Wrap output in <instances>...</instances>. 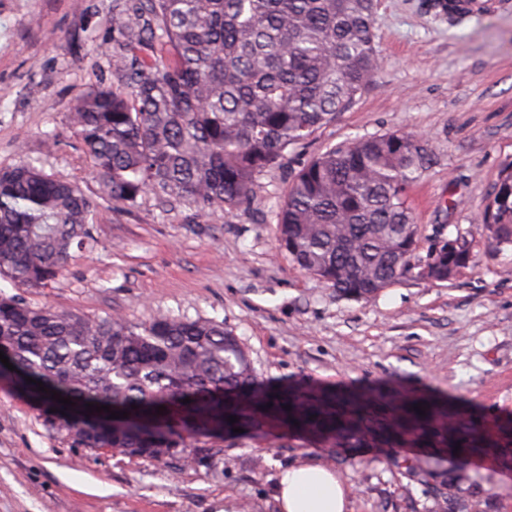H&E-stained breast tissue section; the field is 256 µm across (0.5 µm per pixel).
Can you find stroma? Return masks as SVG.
Returning a JSON list of instances; mask_svg holds the SVG:
<instances>
[{
  "instance_id": "35a3bbf8",
  "label": "stroma",
  "mask_w": 512,
  "mask_h": 512,
  "mask_svg": "<svg viewBox=\"0 0 512 512\" xmlns=\"http://www.w3.org/2000/svg\"><path fill=\"white\" fill-rule=\"evenodd\" d=\"M115 0H0V169L33 163L77 182L98 207L90 239L63 276L38 289L0 277V297L90 318L134 322L163 312L223 322L259 381L300 392L356 391L371 434L326 440L270 424L187 436L165 455L75 444L0 373V512H278V474L309 459L336 470L352 512H436L451 499L512 512V464L496 444L512 417V251L479 250L444 283L406 277L365 300L300 270L276 240L294 171L327 147L394 131L417 134L434 160L411 186L418 256L475 226L499 170L512 164V4L449 22L433 0H375L381 64L353 106L256 178L258 204H136L101 196L69 125L88 84H109ZM435 394L486 439L467 463L423 469L412 437L386 441L405 395ZM207 449L202 465L185 462Z\"/></svg>"
}]
</instances>
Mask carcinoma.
<instances>
[{"label": "carcinoma", "instance_id": "cac0c4a2", "mask_svg": "<svg viewBox=\"0 0 512 512\" xmlns=\"http://www.w3.org/2000/svg\"><path fill=\"white\" fill-rule=\"evenodd\" d=\"M116 5L112 82L88 86L71 109L102 193L116 203L150 192L199 211L250 207L257 175L281 166L288 148L348 110L379 67L374 0ZM432 161L425 141L404 131L317 154L294 172L279 206L280 249L301 270L356 299L421 278L419 225L406 192ZM94 212V200L74 182L33 164L0 169V276L27 289L55 281L71 248L89 237ZM482 245L512 249V166L499 172L459 253L474 256ZM0 351L22 388L67 417L84 416L77 445L137 456L176 447L181 428L230 432L259 419L347 435L356 427L347 411L366 406L361 396L338 401L267 391L238 339L209 318L89 319L1 297ZM39 381L46 391L37 390ZM52 390L72 404L52 399ZM418 402L423 416L414 409ZM88 403L128 417L112 427L107 412L86 415ZM436 418L440 434L425 443L434 454L458 443L479 451L482 441L457 434L434 399L406 400L394 427L424 431Z\"/></svg>", "mask_w": 512, "mask_h": 512}]
</instances>
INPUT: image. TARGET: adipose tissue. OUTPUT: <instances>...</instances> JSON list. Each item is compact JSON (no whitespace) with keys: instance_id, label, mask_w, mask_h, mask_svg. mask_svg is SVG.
Returning a JSON list of instances; mask_svg holds the SVG:
<instances>
[{"instance_id":"ef3b65f1","label":"adipose tissue","mask_w":512,"mask_h":512,"mask_svg":"<svg viewBox=\"0 0 512 512\" xmlns=\"http://www.w3.org/2000/svg\"><path fill=\"white\" fill-rule=\"evenodd\" d=\"M279 512H348L347 488L331 468L315 462L292 464L281 473Z\"/></svg>"}]
</instances>
